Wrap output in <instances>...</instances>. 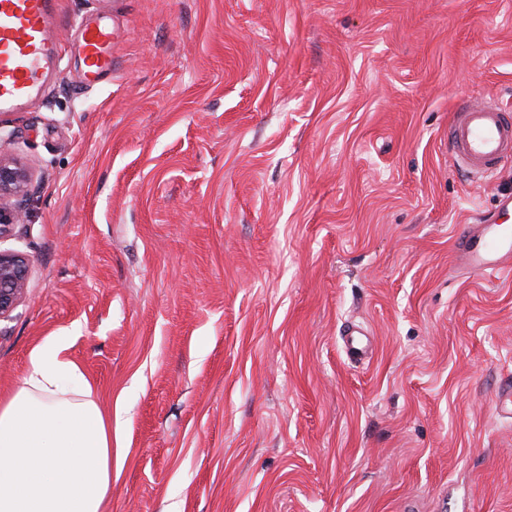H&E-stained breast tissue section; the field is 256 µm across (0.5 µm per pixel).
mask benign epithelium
Listing matches in <instances>:
<instances>
[{
	"instance_id": "benign-epithelium-1",
	"label": "benign epithelium",
	"mask_w": 512,
	"mask_h": 512,
	"mask_svg": "<svg viewBox=\"0 0 512 512\" xmlns=\"http://www.w3.org/2000/svg\"><path fill=\"white\" fill-rule=\"evenodd\" d=\"M11 137L0 138V237L23 223L19 200L29 193L31 175L27 167L7 151ZM29 259L20 252L0 250V319L17 308L27 288Z\"/></svg>"
}]
</instances>
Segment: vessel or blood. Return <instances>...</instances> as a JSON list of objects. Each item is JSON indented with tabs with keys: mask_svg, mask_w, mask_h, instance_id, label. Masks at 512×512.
Instances as JSON below:
<instances>
[{
	"mask_svg": "<svg viewBox=\"0 0 512 512\" xmlns=\"http://www.w3.org/2000/svg\"><path fill=\"white\" fill-rule=\"evenodd\" d=\"M58 0H0V114L18 110L37 97L59 61ZM82 57L83 83L93 86L114 66L113 30L87 18L74 26ZM448 149L470 175L493 178L512 157V112L495 99L458 104L449 126ZM512 212V195L499 198L493 211L468 225L456 241L462 267L493 280L512 274V229L500 218Z\"/></svg>",
	"mask_w": 512,
	"mask_h": 512,
	"instance_id": "b4317fda",
	"label": "vessel or blood"
}]
</instances>
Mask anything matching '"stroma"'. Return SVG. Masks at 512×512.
I'll use <instances>...</instances> for the list:
<instances>
[{"mask_svg":"<svg viewBox=\"0 0 512 512\" xmlns=\"http://www.w3.org/2000/svg\"><path fill=\"white\" fill-rule=\"evenodd\" d=\"M0 115L33 173L0 397L47 339L112 417L104 512H512V277L454 271L512 193L454 167L465 99L512 109V0H62ZM373 342L356 362L343 330ZM73 30L84 65L83 85L94 86L102 77L112 75V27L100 21L82 18L73 26Z\"/></svg>","mask_w":512,"mask_h":512,"instance_id":"35a3bbf8","label":"stroma"}]
</instances>
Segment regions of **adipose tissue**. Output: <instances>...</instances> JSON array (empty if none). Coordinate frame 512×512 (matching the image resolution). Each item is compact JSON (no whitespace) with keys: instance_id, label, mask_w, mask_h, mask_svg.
I'll return each mask as SVG.
<instances>
[{"instance_id":"ef3b65f1","label":"adipose tissue","mask_w":512,"mask_h":512,"mask_svg":"<svg viewBox=\"0 0 512 512\" xmlns=\"http://www.w3.org/2000/svg\"><path fill=\"white\" fill-rule=\"evenodd\" d=\"M55 336L0 402V512H102L112 484V419Z\"/></svg>"}]
</instances>
